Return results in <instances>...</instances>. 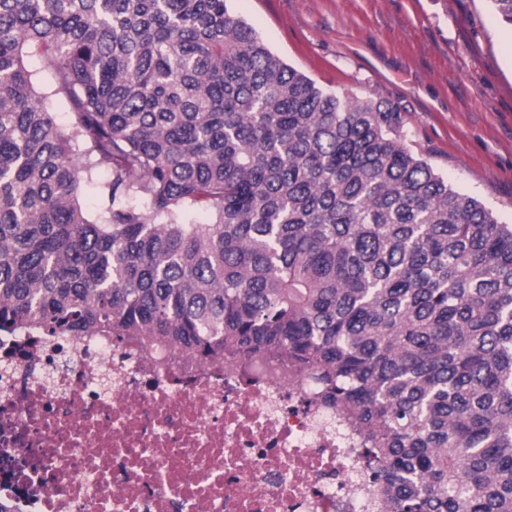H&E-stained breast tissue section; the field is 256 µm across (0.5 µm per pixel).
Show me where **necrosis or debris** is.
Here are the masks:
<instances>
[{
    "label": "necrosis or debris",
    "mask_w": 512,
    "mask_h": 512,
    "mask_svg": "<svg viewBox=\"0 0 512 512\" xmlns=\"http://www.w3.org/2000/svg\"><path fill=\"white\" fill-rule=\"evenodd\" d=\"M304 372L0 335V497L21 512H380Z\"/></svg>",
    "instance_id": "4bbe7bcc"
}]
</instances>
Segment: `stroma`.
I'll return each mask as SVG.
<instances>
[{
	"instance_id": "stroma-1",
	"label": "stroma",
	"mask_w": 512,
	"mask_h": 512,
	"mask_svg": "<svg viewBox=\"0 0 512 512\" xmlns=\"http://www.w3.org/2000/svg\"><path fill=\"white\" fill-rule=\"evenodd\" d=\"M328 92L400 112L411 149L512 224V28L490 0H229Z\"/></svg>"
}]
</instances>
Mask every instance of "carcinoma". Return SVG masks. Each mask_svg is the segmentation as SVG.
I'll list each match as a JSON object with an SVG mask.
<instances>
[{
    "label": "carcinoma",
    "mask_w": 512,
    "mask_h": 512,
    "mask_svg": "<svg viewBox=\"0 0 512 512\" xmlns=\"http://www.w3.org/2000/svg\"><path fill=\"white\" fill-rule=\"evenodd\" d=\"M30 328L309 371L382 512H512V224L227 0H0V332Z\"/></svg>",
    "instance_id": "carcinoma-1"
}]
</instances>
